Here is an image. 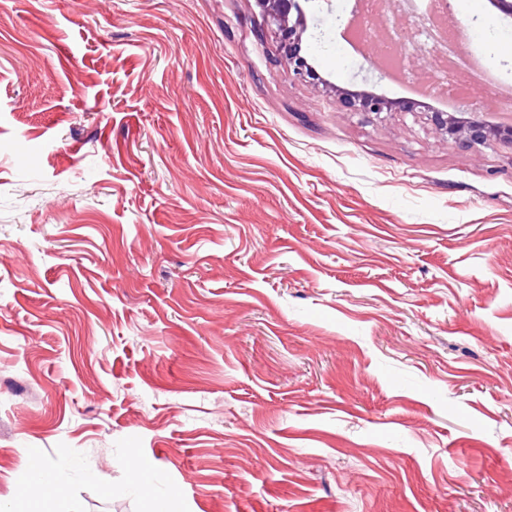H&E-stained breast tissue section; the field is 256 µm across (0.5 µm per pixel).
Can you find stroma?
<instances>
[{
	"mask_svg": "<svg viewBox=\"0 0 512 512\" xmlns=\"http://www.w3.org/2000/svg\"><path fill=\"white\" fill-rule=\"evenodd\" d=\"M450 19L512 122V22ZM35 448L44 512H149L137 459L180 512H512V146L346 110L254 0H0V512Z\"/></svg>",
	"mask_w": 512,
	"mask_h": 512,
	"instance_id": "1",
	"label": "stroma"
}]
</instances>
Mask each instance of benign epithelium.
Returning <instances> with one entry per match:
<instances>
[{
    "instance_id": "benign-epithelium-1",
    "label": "benign epithelium",
    "mask_w": 512,
    "mask_h": 512,
    "mask_svg": "<svg viewBox=\"0 0 512 512\" xmlns=\"http://www.w3.org/2000/svg\"><path fill=\"white\" fill-rule=\"evenodd\" d=\"M309 0H255L264 21L279 41L281 57L292 75L305 83L323 84L336 92L340 104L352 112L373 114L377 117L394 112L422 113L431 133L445 138L464 148L476 152L494 143L512 146V124H494L484 113L472 108L459 113L432 112L424 103L415 100H391L376 92L368 81L356 88H344L325 79L304 52L307 25L305 4ZM409 13L406 0H396L388 14L379 17L376 23L381 29L400 27L399 15ZM363 15V0H353L349 17L336 18L343 33L360 24Z\"/></svg>"
}]
</instances>
